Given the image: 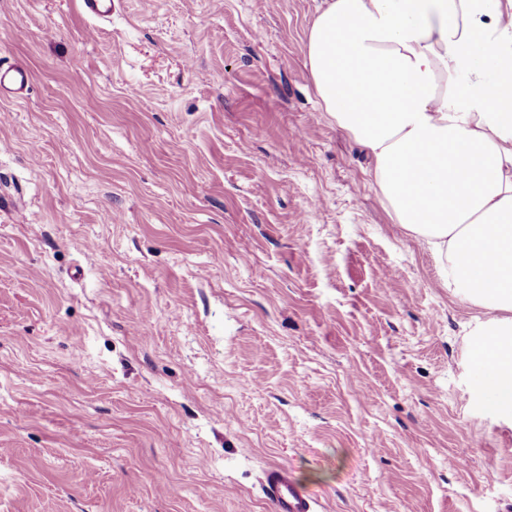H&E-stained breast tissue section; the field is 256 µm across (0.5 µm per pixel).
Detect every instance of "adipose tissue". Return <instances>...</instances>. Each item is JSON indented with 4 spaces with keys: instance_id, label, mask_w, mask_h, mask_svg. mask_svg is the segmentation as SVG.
<instances>
[{
    "instance_id": "adipose-tissue-1",
    "label": "adipose tissue",
    "mask_w": 512,
    "mask_h": 512,
    "mask_svg": "<svg viewBox=\"0 0 512 512\" xmlns=\"http://www.w3.org/2000/svg\"><path fill=\"white\" fill-rule=\"evenodd\" d=\"M305 58L395 223L484 310L471 351L512 419V0H322Z\"/></svg>"
}]
</instances>
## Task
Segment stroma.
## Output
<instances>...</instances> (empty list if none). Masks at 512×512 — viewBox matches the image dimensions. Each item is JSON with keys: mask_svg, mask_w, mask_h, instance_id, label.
<instances>
[{"mask_svg": "<svg viewBox=\"0 0 512 512\" xmlns=\"http://www.w3.org/2000/svg\"><path fill=\"white\" fill-rule=\"evenodd\" d=\"M320 0H0V512H512V421L306 68ZM31 82V73L21 67L0 66V97L18 94ZM262 491L271 512H317L318 499L288 467H268L263 474Z\"/></svg>", "mask_w": 512, "mask_h": 512, "instance_id": "stroma-1", "label": "stroma"}]
</instances>
